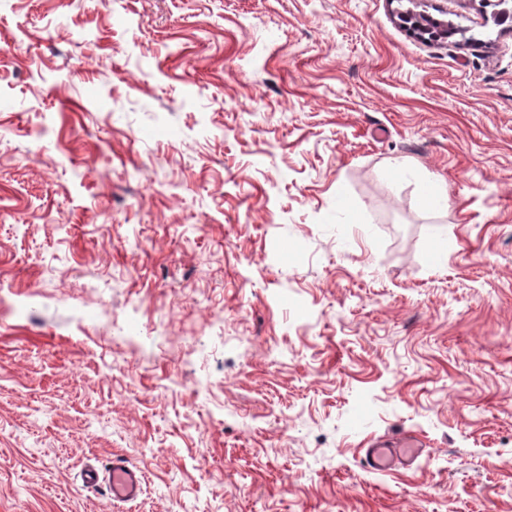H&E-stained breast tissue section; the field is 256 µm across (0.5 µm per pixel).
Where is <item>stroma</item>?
Listing matches in <instances>:
<instances>
[{
  "label": "stroma",
  "instance_id": "stroma-1",
  "mask_svg": "<svg viewBox=\"0 0 512 512\" xmlns=\"http://www.w3.org/2000/svg\"><path fill=\"white\" fill-rule=\"evenodd\" d=\"M510 10L0 0V512H512ZM404 21L406 23H410L413 28L422 30L424 34L429 35L431 38L441 37L445 34H453L457 31L456 28L449 22L448 25H445L434 19L424 18L422 16L418 18L408 14L406 18H404ZM439 26L443 28L442 31H438ZM363 458L365 467L371 471L386 473L397 464L414 462L421 454L423 443L412 436H379L370 440ZM86 486L106 483L112 493V499L118 502H131L142 493L145 475L137 466L130 464L122 456L112 457V466L100 473L96 468H88L82 474Z\"/></svg>",
  "mask_w": 512,
  "mask_h": 512
}]
</instances>
